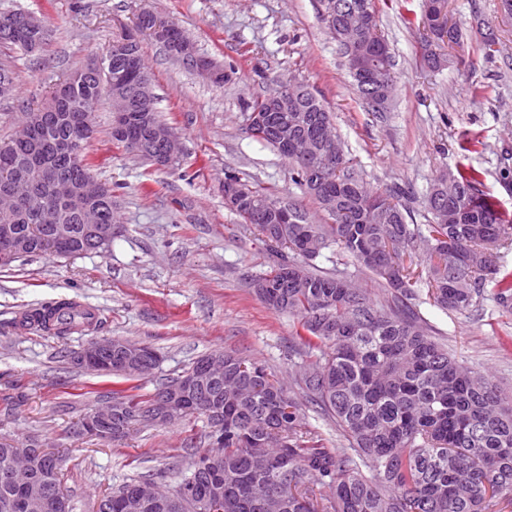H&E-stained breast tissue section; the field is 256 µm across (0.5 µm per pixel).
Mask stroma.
Here are the masks:
<instances>
[{
    "label": "stroma",
    "mask_w": 512,
    "mask_h": 512,
    "mask_svg": "<svg viewBox=\"0 0 512 512\" xmlns=\"http://www.w3.org/2000/svg\"><path fill=\"white\" fill-rule=\"evenodd\" d=\"M496 2L448 0L452 22L464 26L482 12L500 43L494 59L474 44L433 73L420 57L422 0H377L379 31L394 53L395 92L389 112L375 117L350 87L318 0H0V12L27 10L54 32L40 56L14 52L16 92L0 100V138L14 134L24 110L44 103L67 72L105 55L143 12L176 22L201 53L233 69L229 81L214 84L142 36L156 107L182 143L179 168H155L113 143L109 105L99 102L86 155L113 187L111 246L75 259L35 256L0 270V393L24 397L0 411V438H35L62 455L61 486L75 512H92L100 495L140 471L175 484L191 450L207 446L206 421L147 428L110 444L73 440L72 423L113 387L111 377L71 362L88 334L60 340L10 327L8 319L60 300L100 310L98 336L141 342L161 355L140 383L145 394L199 356L224 350L264 363L295 387L305 361L297 320L268 309L252 287L276 255L225 208L224 173L291 196L313 218L321 212L291 182L287 160L248 136L247 102L293 78L322 95L371 187L402 185L418 211L434 177L461 165L481 172L483 190L512 214V184L500 175V155L512 151V21L501 20ZM494 293L485 286L475 316L427 303L419 311L430 335L461 363L511 392L512 354L500 341L512 335V311Z\"/></svg>",
    "instance_id": "obj_1"
}]
</instances>
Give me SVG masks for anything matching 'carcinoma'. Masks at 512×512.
Wrapping results in <instances>:
<instances>
[{
	"mask_svg": "<svg viewBox=\"0 0 512 512\" xmlns=\"http://www.w3.org/2000/svg\"><path fill=\"white\" fill-rule=\"evenodd\" d=\"M322 21L335 34L353 80V88L370 111H387L390 100L378 102L364 93L357 67L395 81L389 45H376L364 32L347 24L351 7L376 14L375 0H319ZM441 0H425L419 26L422 59L438 71L449 63L445 48L464 49L466 33L452 24V43L441 31L449 18ZM29 12H0V32L10 27L17 39L0 48L36 56L53 32L44 23L29 31ZM471 28L481 35L485 54L492 55L500 38L485 16L473 13ZM138 57L139 71L148 68L141 44L112 41L101 58L102 77L124 69L125 54ZM88 67L71 71L44 105L26 110L27 118L50 113L37 133L45 162L59 176L78 180L94 176L85 153L73 159L66 141L81 119L92 115L102 94ZM136 78L125 93L131 103L129 132L164 126L155 103L138 101ZM12 67L0 60L2 98L13 96ZM293 90L297 105L287 113L288 135L309 138L317 153L307 160L288 158L292 181L311 197L325 223L309 220L293 199L288 206L295 223L278 221L282 197L234 172L224 179L240 183L248 197L235 211L276 252L277 260L262 277L268 288L254 290L270 309L298 317V334L309 356L299 375L305 400L336 422L348 447L333 450L311 437L304 423L303 403L282 386L268 368L232 351L224 352V379L198 386V406L191 416L206 418L208 448L194 453L188 474L178 486L190 485L195 496L177 507L167 501L147 503L139 512H209L205 504L212 485L221 483L222 512H507L512 509V393L491 376L464 367L437 342L413 301L426 296L433 305L459 313L478 312L477 300L491 282L498 304L512 307V269L502 264L512 250V217L480 189L474 169L442 171L424 203V223L398 185L383 192L367 187L364 174L341 141L329 148L320 130L333 115L310 89L289 80L247 105L249 112L267 109L272 95ZM31 145L16 131L0 140V188L13 182ZM30 179L15 183L22 192ZM58 214L46 216L0 209V224L29 240L27 256L53 254L75 258L88 253L81 215L74 206L56 201ZM69 225V236L53 238L47 223ZM336 247V259H347L371 271L390 288L386 304L373 303L368 293L339 274L318 269L323 250ZM99 313L72 301L24 312L16 326L36 334L65 339L75 332L95 331ZM155 349L137 368L120 374L133 381L159 367ZM112 413L103 425V442H118L138 426L152 427L133 413L148 409L156 395H138L132 388L103 395ZM221 405L224 425L207 417L203 407ZM55 453L42 450L34 476L51 494L61 492V468L48 465ZM17 490L0 476V512H17Z\"/></svg>",
	"mask_w": 512,
	"mask_h": 512,
	"instance_id": "cac0c4a2",
	"label": "carcinoma"
}]
</instances>
